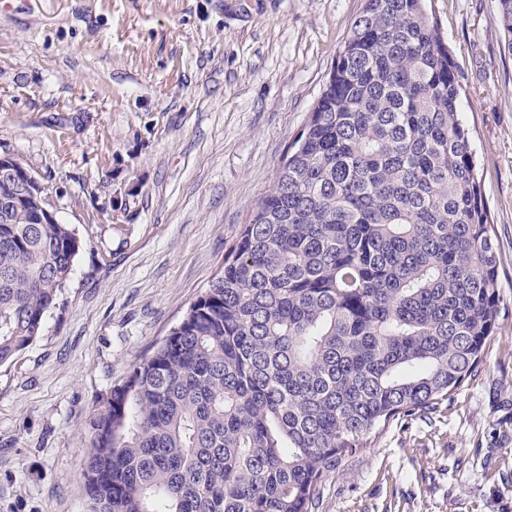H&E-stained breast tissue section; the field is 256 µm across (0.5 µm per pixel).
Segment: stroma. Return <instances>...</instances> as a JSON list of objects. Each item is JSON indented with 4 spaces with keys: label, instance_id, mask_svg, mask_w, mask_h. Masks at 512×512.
<instances>
[{
    "label": "stroma",
    "instance_id": "35a3bbf8",
    "mask_svg": "<svg viewBox=\"0 0 512 512\" xmlns=\"http://www.w3.org/2000/svg\"><path fill=\"white\" fill-rule=\"evenodd\" d=\"M363 0H14L0 155L82 241L36 340L0 367V512H88L94 409L224 269ZM458 65L500 254L497 332L448 402L395 420L315 512H512V54L496 0H427Z\"/></svg>",
    "mask_w": 512,
    "mask_h": 512
}]
</instances>
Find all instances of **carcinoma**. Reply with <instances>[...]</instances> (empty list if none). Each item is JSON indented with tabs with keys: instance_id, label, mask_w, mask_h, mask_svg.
<instances>
[{
	"instance_id": "1",
	"label": "carcinoma",
	"mask_w": 512,
	"mask_h": 512,
	"mask_svg": "<svg viewBox=\"0 0 512 512\" xmlns=\"http://www.w3.org/2000/svg\"><path fill=\"white\" fill-rule=\"evenodd\" d=\"M512 53V0H497ZM425 0H364L272 188L88 422L92 512H312L329 472L448 400L498 329L499 256ZM82 242L0 177V367Z\"/></svg>"
}]
</instances>
